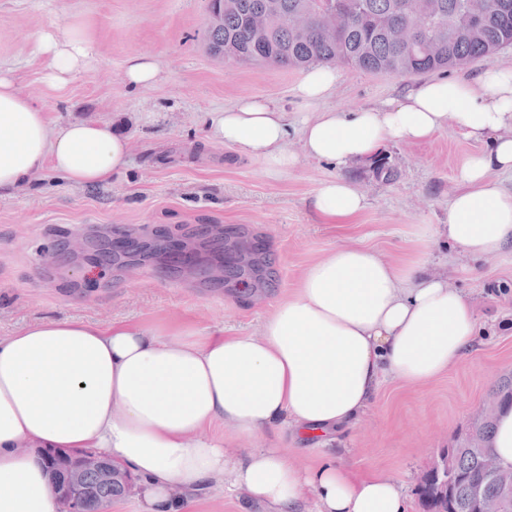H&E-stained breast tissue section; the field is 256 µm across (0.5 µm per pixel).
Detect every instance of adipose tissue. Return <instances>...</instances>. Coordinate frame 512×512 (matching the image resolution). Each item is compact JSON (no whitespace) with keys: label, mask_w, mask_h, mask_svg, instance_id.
<instances>
[{"label":"adipose tissue","mask_w":512,"mask_h":512,"mask_svg":"<svg viewBox=\"0 0 512 512\" xmlns=\"http://www.w3.org/2000/svg\"><path fill=\"white\" fill-rule=\"evenodd\" d=\"M41 75L60 89L97 62L94 39L76 25L39 33ZM0 71V192L25 187L49 168L80 186L109 182L129 143L107 124L75 121L49 133L43 107ZM488 151L469 156L445 226L449 244L480 258L512 247V190L491 178L512 172V65L471 79L418 84L396 104L327 110L299 129L307 155L338 165L377 158L391 142H420L447 122ZM210 140L235 146L283 172L287 117L244 98L212 113ZM311 205L327 224H347L367 206L343 178L321 183ZM478 319L468 294L448 288L425 262L392 265L350 245L310 265L293 295L256 336L165 333L132 322L103 327L78 318L35 323L0 337V512H53L44 449H93L138 479L139 512H187L192 496L223 485L264 512H406L404 490L387 473L359 476L336 463L332 435L356 421L384 379L425 384L472 348ZM223 423L222 435L208 434ZM317 438L326 463H289L283 429ZM262 447L233 454L240 436Z\"/></svg>","instance_id":"obj_1"}]
</instances>
